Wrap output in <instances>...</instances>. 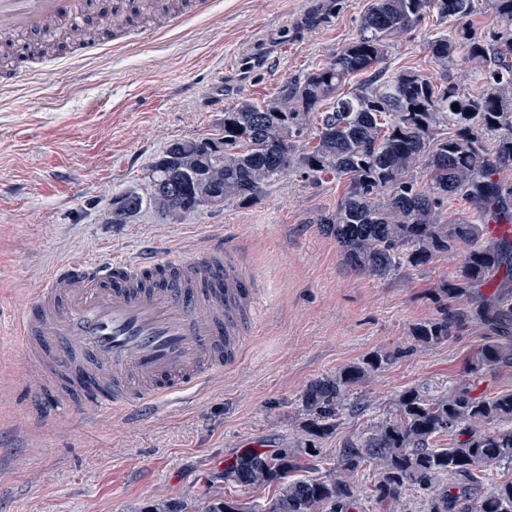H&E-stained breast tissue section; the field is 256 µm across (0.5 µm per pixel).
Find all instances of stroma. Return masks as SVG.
<instances>
[{
    "mask_svg": "<svg viewBox=\"0 0 512 512\" xmlns=\"http://www.w3.org/2000/svg\"><path fill=\"white\" fill-rule=\"evenodd\" d=\"M369 3L212 0L207 15L161 34H150L142 16L116 41L80 54L70 51L67 26L50 54L22 60L24 79L0 78L1 312H15L61 259L128 255L152 243L187 252L215 233L243 248L263 285L258 326L223 386L188 406L173 400L133 430L80 413L34 421L18 385L16 340L0 332V512H147L160 501L201 512L218 487L263 501L271 489L227 482L224 468L295 438L312 382L375 350L403 353L363 387L367 412L321 441L323 456L334 457L403 390L442 392L463 378L484 342L478 330L432 347L411 336L436 315L431 291L454 275L457 256L384 278L356 273L315 223L335 208L342 180L293 172L250 204L168 221L146 206L129 223L106 221L114 198L146 188L148 165L168 144L216 136L225 108L275 97L330 61L356 37ZM438 29L430 16L396 38L386 70L413 69L477 95L476 64L460 58L444 74L433 66L425 43Z\"/></svg>",
    "mask_w": 512,
    "mask_h": 512,
    "instance_id": "1",
    "label": "stroma"
}]
</instances>
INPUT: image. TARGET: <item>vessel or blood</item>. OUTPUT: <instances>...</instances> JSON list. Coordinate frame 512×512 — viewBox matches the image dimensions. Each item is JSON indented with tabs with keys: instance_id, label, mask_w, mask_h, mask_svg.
Masks as SVG:
<instances>
[{
	"instance_id": "b4317fda",
	"label": "vessel or blood",
	"mask_w": 512,
	"mask_h": 512,
	"mask_svg": "<svg viewBox=\"0 0 512 512\" xmlns=\"http://www.w3.org/2000/svg\"><path fill=\"white\" fill-rule=\"evenodd\" d=\"M85 0H0V36L77 18ZM261 289L222 243L64 259L10 324L33 408L59 404L139 425L174 394L209 390L258 324Z\"/></svg>"
}]
</instances>
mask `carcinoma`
Instances as JSON below:
<instances>
[{
	"label": "carcinoma",
	"instance_id": "carcinoma-1",
	"mask_svg": "<svg viewBox=\"0 0 512 512\" xmlns=\"http://www.w3.org/2000/svg\"><path fill=\"white\" fill-rule=\"evenodd\" d=\"M491 4L498 30L485 38L459 23L478 0H372L355 41L329 63L272 99L225 109L219 136L168 145L148 166L147 194L123 193L137 213V199L146 197L164 220L206 206L198 197L213 185L224 201L245 202L290 172L344 179L336 209L316 223L355 272L386 277L460 251L455 276L433 291L438 315L416 323L413 340L437 345L470 328L485 337L468 379L450 382L440 395L403 391L394 410L319 465L317 441L336 430L343 412L367 410L368 400L352 398L353 390L403 352L376 350L314 381L288 452H246L224 474L243 487L273 489L271 500H232L217 491L203 512H225L230 502L239 512H353L364 498L397 512L406 490L423 497L427 512H512V475L485 489L488 468L512 465V392L477 395L473 384L488 371L512 368V237L487 230L491 221L512 225V182L500 177L512 169V0ZM430 15L458 22L427 42L432 62L446 72L466 52L480 68L482 95L382 68L393 40ZM451 196L464 197L479 222L442 220ZM445 438L447 445L438 444Z\"/></svg>",
	"mask_w": 512,
	"mask_h": 512
}]
</instances>
